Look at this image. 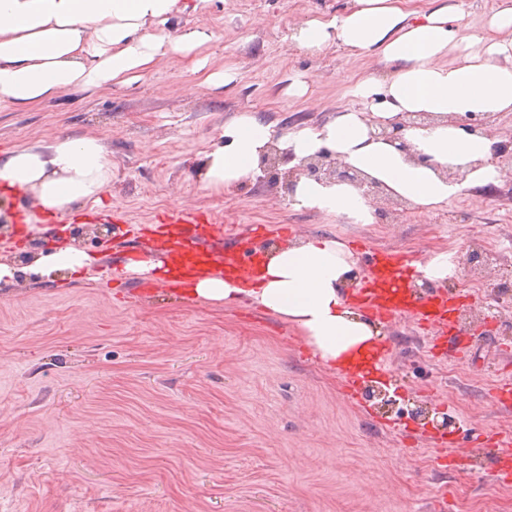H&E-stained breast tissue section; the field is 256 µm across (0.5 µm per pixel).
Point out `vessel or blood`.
<instances>
[{
	"label": "vessel or blood",
	"instance_id": "vessel-or-blood-1",
	"mask_svg": "<svg viewBox=\"0 0 512 512\" xmlns=\"http://www.w3.org/2000/svg\"><path fill=\"white\" fill-rule=\"evenodd\" d=\"M155 232L165 269L163 282L169 289L187 290L197 278L221 267L245 279L259 275L254 240L264 234L262 225L252 226L246 233L228 235L207 213L180 211L160 220ZM368 258L371 271L353 293L355 303L367 315L381 321L410 317L433 332L434 344L442 352L460 354L467 350L468 331L449 319L455 296L441 289L426 296L414 294L409 286L412 265L407 251L372 250ZM386 358L383 352L367 355L361 369L347 380L346 396L362 398L368 375L384 369Z\"/></svg>",
	"mask_w": 512,
	"mask_h": 512
}]
</instances>
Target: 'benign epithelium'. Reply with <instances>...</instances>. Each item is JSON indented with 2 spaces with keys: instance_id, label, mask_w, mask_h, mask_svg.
Listing matches in <instances>:
<instances>
[{
  "instance_id": "7a95c632",
  "label": "benign epithelium",
  "mask_w": 512,
  "mask_h": 512,
  "mask_svg": "<svg viewBox=\"0 0 512 512\" xmlns=\"http://www.w3.org/2000/svg\"><path fill=\"white\" fill-rule=\"evenodd\" d=\"M290 161V157L277 148L272 147L263 156L260 168L262 171L276 176L284 175L287 190L289 191L293 190L294 182L303 175L317 181H347L355 184L363 190L366 196L374 200L384 197V191L378 182L332 157L326 150L302 158L293 167L283 172L280 171V166Z\"/></svg>"
}]
</instances>
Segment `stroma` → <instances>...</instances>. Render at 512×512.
Returning <instances> with one entry per match:
<instances>
[{
	"label": "stroma",
	"instance_id": "obj_1",
	"mask_svg": "<svg viewBox=\"0 0 512 512\" xmlns=\"http://www.w3.org/2000/svg\"><path fill=\"white\" fill-rule=\"evenodd\" d=\"M349 3L212 0L178 21L211 35L202 71L164 56L125 85L0 110V153L94 135L112 161L100 204L76 202L42 227L0 226V264L15 270L0 282V512H458L463 497L512 512L492 451L463 439L472 425L512 433V408L491 400L512 382V158L498 185L429 215L380 199L371 224L294 208L279 180L221 194L203 184L211 140L239 113L281 132L320 124L351 105L358 79L385 75L373 53L291 44L293 25ZM220 70L231 81L207 84ZM195 209L228 229L286 224L355 251L361 241L420 261L458 251L462 279L483 285L462 307L474 340L440 360L409 319L382 326L389 381L358 403L278 318L161 289L141 297L128 288L136 274L113 278L124 246L113 211L137 226ZM68 242L97 256L94 277L48 283L32 261ZM355 259L366 276L364 255ZM445 451L475 463L442 469Z\"/></svg>",
	"mask_w": 512,
	"mask_h": 512
}]
</instances>
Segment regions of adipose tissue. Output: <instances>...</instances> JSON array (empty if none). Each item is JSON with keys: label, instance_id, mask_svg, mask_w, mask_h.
<instances>
[{"label": "adipose tissue", "instance_id": "ef3b65f1", "mask_svg": "<svg viewBox=\"0 0 512 512\" xmlns=\"http://www.w3.org/2000/svg\"><path fill=\"white\" fill-rule=\"evenodd\" d=\"M210 0H0V108H28L79 88L125 84L172 55L203 68L198 50L210 36L181 31L173 22ZM408 0H353L344 13L294 26L295 48L312 54L339 46L376 52L391 74L369 75L351 90L354 105L322 124L278 132L258 114H238L206 154L203 182L224 192L253 177L270 147L302 159L328 150L379 182L389 197L428 214L465 191L497 185L504 172L493 162L496 138L473 134L460 117L512 112V5L493 12L481 29L463 11L443 5L425 11ZM431 115L407 124L408 115ZM402 120L407 149L378 137L380 126ZM112 181V162L99 138L63 137L0 155V191H29L37 210L26 221L65 216L78 200L99 202ZM295 208L375 221V210L349 182L299 179ZM93 256L75 246L40 254L48 281L60 273L80 279ZM260 279L207 275L189 295L202 304L249 301L295 327L331 371L355 365L376 348L379 332L348 300L353 254L327 237L296 239L265 252Z\"/></svg>", "mask_w": 512, "mask_h": 512}]
</instances>
